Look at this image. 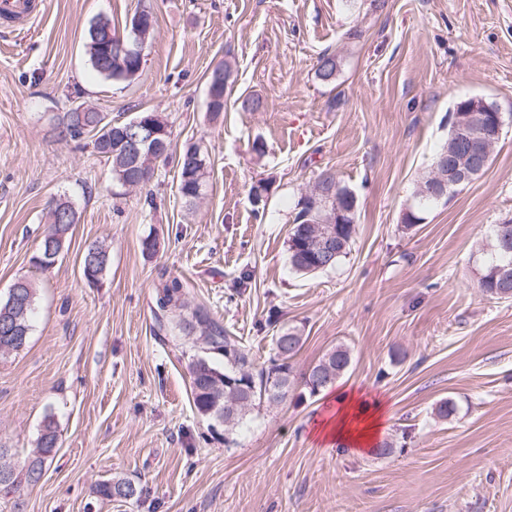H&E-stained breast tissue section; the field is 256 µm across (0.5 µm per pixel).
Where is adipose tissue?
I'll return each instance as SVG.
<instances>
[{
    "instance_id": "1",
    "label": "adipose tissue",
    "mask_w": 512,
    "mask_h": 512,
    "mask_svg": "<svg viewBox=\"0 0 512 512\" xmlns=\"http://www.w3.org/2000/svg\"><path fill=\"white\" fill-rule=\"evenodd\" d=\"M325 408L327 417L317 420L312 430L317 443L326 448L341 444L365 451L374 447L387 416L382 399L368 397L360 389L340 387L327 398Z\"/></svg>"
}]
</instances>
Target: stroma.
Returning <instances> with one entry per match:
<instances>
[{
	"instance_id": "1",
	"label": "stroma",
	"mask_w": 512,
	"mask_h": 512,
	"mask_svg": "<svg viewBox=\"0 0 512 512\" xmlns=\"http://www.w3.org/2000/svg\"><path fill=\"white\" fill-rule=\"evenodd\" d=\"M146 7L142 72L98 77L90 22L123 32ZM326 52L340 61L329 84L316 76ZM224 61L233 83L214 117L207 79ZM247 96L262 109L242 111ZM473 96L508 118L486 170L404 229L449 111ZM81 102L119 121L167 118L172 157L147 189L117 195L105 158L59 139L57 115ZM191 144L210 171L192 207L175 161ZM327 169L357 198L354 242L334 269L302 276L288 260L294 208ZM58 195L79 221L41 270L30 259ZM509 217L512 0H47L33 24L0 21V297L36 285L28 345L0 356V459L22 469L45 416L60 430L42 479L0 491V512H512V300L480 288ZM102 240L111 264L93 286L80 258ZM163 270L259 362L272 312L303 337L296 372L348 347L342 381L387 401L394 453L317 448L325 396L301 386L226 447L223 425L193 405L198 348L177 312H154ZM446 399L456 411L443 420ZM118 479L141 496L98 494Z\"/></svg>"
}]
</instances>
